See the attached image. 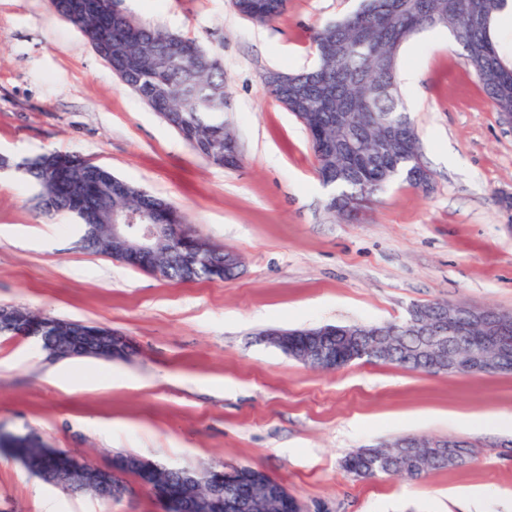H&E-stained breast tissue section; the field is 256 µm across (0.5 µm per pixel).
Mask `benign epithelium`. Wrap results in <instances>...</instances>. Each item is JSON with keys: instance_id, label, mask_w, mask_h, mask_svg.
<instances>
[{"instance_id": "obj_1", "label": "benign epithelium", "mask_w": 512, "mask_h": 512, "mask_svg": "<svg viewBox=\"0 0 512 512\" xmlns=\"http://www.w3.org/2000/svg\"><path fill=\"white\" fill-rule=\"evenodd\" d=\"M267 87L287 98L294 92L296 81L286 73L271 71L265 77ZM414 163V178L425 187L431 186V175L421 161L416 142H409ZM175 215L170 211H153L112 217L108 229L112 238L123 243L116 254L123 263L158 273L155 245L171 235ZM84 323L60 319L53 327L64 332L45 337L46 350L55 359H66L67 346H75V355L104 360L127 355L128 341L118 334L88 335ZM0 330L23 337L28 333L24 317L11 306H0ZM267 341L289 357L313 368L336 370L367 353L385 361L393 351L396 337L410 336V359L419 362L430 374L466 371L471 374H494L512 368V312L491 307H473L451 302H438L408 310L397 329L379 325H327L303 330H270ZM421 460L429 456H446L453 462L466 460L467 444L450 438L404 436L392 444ZM51 458L50 472L43 481L67 492L79 493L95 479L109 488L108 499L133 492L126 476L142 471L151 461L131 453L116 454L112 465L100 467L84 456L47 448ZM181 474L180 485L173 493L181 500V512H209L216 504L224 512H254L257 498L278 502L287 512H302L298 499L281 482L258 468L213 466L203 471L171 468Z\"/></svg>"}]
</instances>
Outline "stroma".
Segmentation results:
<instances>
[{"instance_id":"stroma-1","label":"stroma","mask_w":512,"mask_h":512,"mask_svg":"<svg viewBox=\"0 0 512 512\" xmlns=\"http://www.w3.org/2000/svg\"><path fill=\"white\" fill-rule=\"evenodd\" d=\"M359 0H288L260 24L232 0H120L136 23L198 41L224 64L234 168L208 164L47 0H0V155L61 151L112 170L236 252L224 282L172 283L86 250L73 217H43L21 172L0 173V306L111 328L124 360L55 361L0 335V429L38 434L100 465L113 453L205 469L260 468L303 512H512L511 374H428L389 363L306 367L271 329L398 322L414 304L512 311V126L447 29L413 35L401 95L433 188L392 182L353 212L329 207L309 137L265 87L317 62L318 28ZM404 435L474 450L422 479L357 477L351 451ZM0 512H159L142 490L112 501L42 482L0 451Z\"/></svg>"}]
</instances>
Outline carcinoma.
Listing matches in <instances>:
<instances>
[{
  "label": "carcinoma",
  "mask_w": 512,
  "mask_h": 512,
  "mask_svg": "<svg viewBox=\"0 0 512 512\" xmlns=\"http://www.w3.org/2000/svg\"><path fill=\"white\" fill-rule=\"evenodd\" d=\"M509 0H361L359 8L318 29L313 36L318 64L295 73L302 85L300 102L288 111L303 118L311 144L331 142L332 151L315 153L320 175L337 178L341 194L368 197L401 178L418 187L407 172L406 152L392 144H376L372 136L400 128L416 130L400 99L399 53L417 32L443 26L477 76L497 112L512 113V62L506 61L493 37L497 15ZM240 14L259 23L276 21L285 12L283 0H234ZM74 25L85 34L112 44L115 61L126 67L123 83L154 107L158 96L171 112L164 116L182 139L208 163L233 168L224 148V68L194 41L159 29L133 27L110 14L86 10ZM37 190V206L51 218L66 212L82 225L108 224L112 213L147 211L161 201L130 181L105 197L112 171L73 153L48 152L15 162ZM183 230L172 233L160 250L162 277L186 282L224 280V254L212 248L200 253L187 246ZM375 448L349 453L343 467L358 477L382 474L370 468ZM13 457L39 470L44 457L16 447Z\"/></svg>",
  "instance_id": "1"
}]
</instances>
